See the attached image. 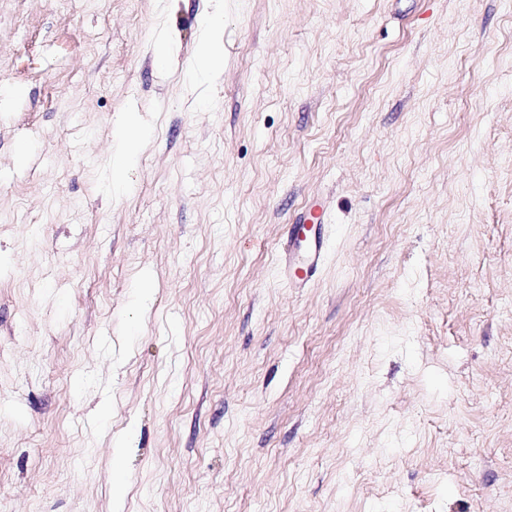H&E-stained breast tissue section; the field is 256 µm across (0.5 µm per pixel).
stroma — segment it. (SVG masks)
<instances>
[{
    "label": "stroma",
    "instance_id": "stroma-1",
    "mask_svg": "<svg viewBox=\"0 0 512 512\" xmlns=\"http://www.w3.org/2000/svg\"><path fill=\"white\" fill-rule=\"evenodd\" d=\"M0 512H512V0H0ZM223 14L218 13L206 17L202 22L203 37L198 43L191 69L192 74L199 72L216 73L224 67L223 41ZM113 137L117 143V151L112 156V183L113 187L124 190L130 160L140 151L145 137L140 134L139 126L132 117L118 125ZM310 215V222L316 224H307L310 229L306 242L302 246L296 240L288 242L281 258L284 278L295 287L308 285L324 260L326 243L322 230L327 224H322V212L318 207L313 206ZM296 250H300L301 254H297Z\"/></svg>",
    "mask_w": 512,
    "mask_h": 512
}]
</instances>
